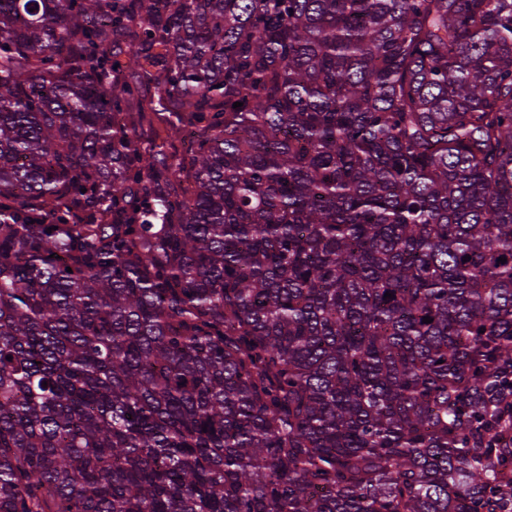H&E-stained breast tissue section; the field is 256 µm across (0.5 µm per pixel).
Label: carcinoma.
<instances>
[{
    "instance_id": "1",
    "label": "carcinoma",
    "mask_w": 512,
    "mask_h": 512,
    "mask_svg": "<svg viewBox=\"0 0 512 512\" xmlns=\"http://www.w3.org/2000/svg\"><path fill=\"white\" fill-rule=\"evenodd\" d=\"M510 466L512 0H0V512Z\"/></svg>"
}]
</instances>
